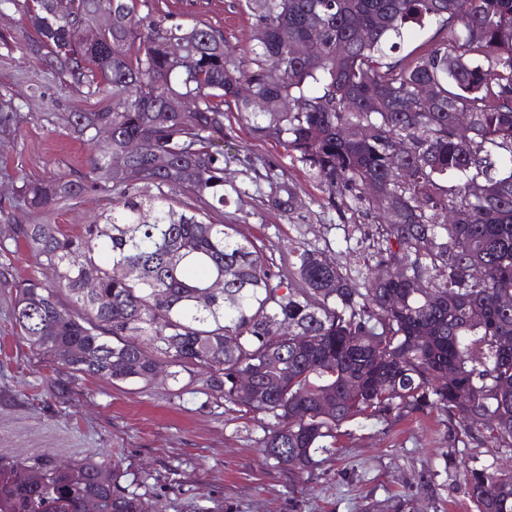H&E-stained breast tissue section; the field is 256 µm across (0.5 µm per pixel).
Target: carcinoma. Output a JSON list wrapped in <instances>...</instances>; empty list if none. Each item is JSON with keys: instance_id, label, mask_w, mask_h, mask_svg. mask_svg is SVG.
I'll return each mask as SVG.
<instances>
[{"instance_id": "1", "label": "carcinoma", "mask_w": 512, "mask_h": 512, "mask_svg": "<svg viewBox=\"0 0 512 512\" xmlns=\"http://www.w3.org/2000/svg\"><path fill=\"white\" fill-rule=\"evenodd\" d=\"M70 3L58 16L50 0H0L1 12L22 13L38 66L87 100L109 98L64 116L90 148L89 170L24 180L14 199L41 212L103 193L110 207L75 234L7 217L12 240L54 271L15 283L12 322L68 369L59 386L201 376L206 398L261 415L262 453L294 475L343 428L405 411L442 412L465 447L512 448V0H245L256 41L247 59L219 27L166 23L154 0ZM108 10L112 25L86 44L82 29ZM314 20L321 54L291 56ZM429 22L438 38L393 58L411 26ZM424 82L437 87L433 108L414 97ZM243 84L263 111H249ZM172 98L194 124L169 109ZM234 109L309 168L330 207L373 212L375 237L351 248L354 265L328 264L301 242L277 263L235 225L211 221L229 203L230 162L258 173L276 208L294 209L278 162L224 153ZM19 118L13 98H0V132ZM131 139L145 152L112 168ZM403 140L406 154H393ZM450 210L461 222L448 223ZM217 279L224 290L212 295ZM242 373L257 377L250 398L236 389ZM462 474L477 512H512V473L466 462ZM0 512L148 510L112 467L46 456L0 465Z\"/></svg>"}]
</instances>
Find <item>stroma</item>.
I'll list each match as a JSON object with an SVG mask.
<instances>
[{
	"label": "stroma",
	"mask_w": 512,
	"mask_h": 512,
	"mask_svg": "<svg viewBox=\"0 0 512 512\" xmlns=\"http://www.w3.org/2000/svg\"><path fill=\"white\" fill-rule=\"evenodd\" d=\"M158 8L179 23L202 19L223 28L237 52L253 44L243 0H158ZM2 33L14 40L0 44V94L13 96L23 114L14 131L0 133V209L6 210L20 179L87 171L88 151L62 117L95 110L100 102L84 99L67 81L35 66L20 13L0 14ZM224 149L277 160L297 193L293 211L276 209L267 201L266 182L228 164L224 182L241 195L225 206V223L273 258L301 240L336 265L349 266V242L373 233L372 218H343L327 207L324 189L308 168L278 141L256 137L238 113L225 122ZM105 203L104 195L90 194L19 218L75 232ZM0 242L2 462L27 464L46 455L62 463L103 462L116 467L121 489L142 495L153 512H365L370 505L384 512L398 497L405 512H475L462 481V457L512 467V448L454 447L447 417L433 410L351 427L335 448L318 453L312 471L296 477L262 454L263 432L252 414L206 402L201 381L182 379L175 396L163 379L144 387L85 376L59 390L65 369L33 353L11 320L14 285L32 274L34 262L24 246L10 241L9 225L1 219Z\"/></svg>",
	"instance_id": "1"
}]
</instances>
